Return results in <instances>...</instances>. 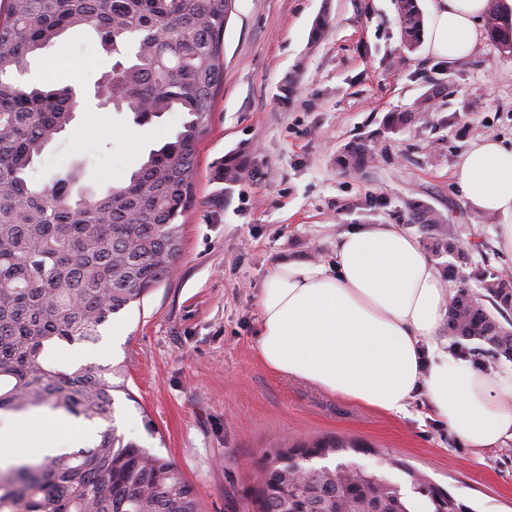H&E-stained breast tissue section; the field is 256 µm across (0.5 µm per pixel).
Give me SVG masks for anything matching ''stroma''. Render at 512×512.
Instances as JSON below:
<instances>
[{"mask_svg":"<svg viewBox=\"0 0 512 512\" xmlns=\"http://www.w3.org/2000/svg\"><path fill=\"white\" fill-rule=\"evenodd\" d=\"M96 34L70 30L32 58L31 84L88 93L45 148L37 186L77 173L101 192L126 181L150 149L173 139L183 115L137 126L129 112L98 107L96 80L110 69ZM427 109L391 129L393 112ZM512 144V53L492 41L448 61L403 48L396 0H233L224 29V86L198 149L195 203L169 280L100 329V339L56 350L66 369L113 343L120 434L170 459L194 486L201 512H248L245 491L278 446L336 436L362 444L342 460L402 482L411 467L475 512H512V440L468 447L432 416L425 392L405 416L390 415L277 374L258 355L259 293L281 257L332 263L341 234L407 220L419 200L459 230L472 266L512 269L497 248L499 213L470 210L456 166L471 143ZM376 146L362 171L338 166L354 141ZM238 154L237 181L214 175Z\"/></svg>","mask_w":512,"mask_h":512,"instance_id":"35a3bbf8","label":"stroma"}]
</instances>
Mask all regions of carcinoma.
Segmentation results:
<instances>
[{
	"label": "carcinoma",
	"instance_id": "carcinoma-1",
	"mask_svg": "<svg viewBox=\"0 0 512 512\" xmlns=\"http://www.w3.org/2000/svg\"><path fill=\"white\" fill-rule=\"evenodd\" d=\"M500 0H488L492 41L512 52V26L500 23ZM232 0H3L0 3V414L47 407L105 426L91 447L8 470L0 469V512H199L193 486L169 459L125 440L114 425L112 367L67 371L51 348L97 339L109 318L166 280L182 251L192 207L198 147L224 84V25ZM403 47L420 43L418 0H397ZM93 29L116 62L97 93H116L119 109L146 124L168 112L184 120L174 141L150 151L127 182L97 194L74 174L37 187L29 172L46 146L75 118L83 97L75 85L19 82L29 58L71 28ZM421 112H392L401 128ZM366 140L340 158L360 170L372 159ZM245 161L224 157L219 173L237 180ZM409 221L436 247L453 251L458 230L433 208L413 202ZM482 292L458 289L448 333L479 341L512 360V329L496 313L512 310V275L470 273ZM347 449L336 440L278 448L249 491L252 512H416L399 484L377 471L358 476L315 466ZM302 469V477L288 479ZM427 512H472L463 501L402 468Z\"/></svg>",
	"mask_w": 512,
	"mask_h": 512
}]
</instances>
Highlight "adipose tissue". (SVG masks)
<instances>
[{"label": "adipose tissue", "mask_w": 512, "mask_h": 512, "mask_svg": "<svg viewBox=\"0 0 512 512\" xmlns=\"http://www.w3.org/2000/svg\"><path fill=\"white\" fill-rule=\"evenodd\" d=\"M487 3L430 0L427 51L470 57L485 39ZM457 177L472 211L512 216V145L474 142ZM453 296L414 236L386 224L355 228L340 236L333 264L284 257L273 265L259 294L258 353L277 373L392 415L407 414L425 391L459 439L493 448L512 439V374L476 370L436 343ZM37 422L22 414L0 426V467L25 462L29 439L43 458L92 433L63 418L38 433Z\"/></svg>", "instance_id": "ef3b65f1"}]
</instances>
